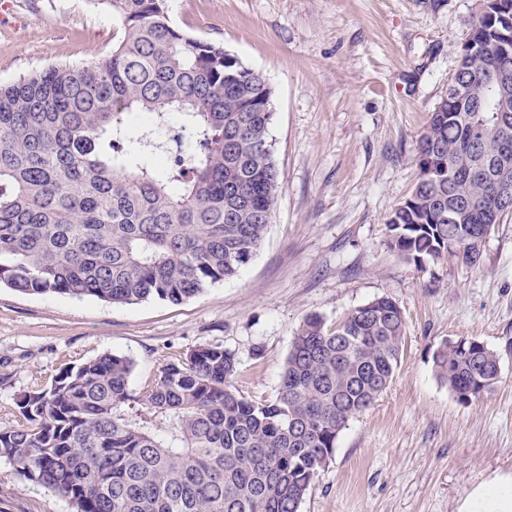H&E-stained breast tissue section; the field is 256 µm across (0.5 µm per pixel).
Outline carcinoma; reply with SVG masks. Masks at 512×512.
Returning <instances> with one entry per match:
<instances>
[{"label": "carcinoma", "mask_w": 512, "mask_h": 512, "mask_svg": "<svg viewBox=\"0 0 512 512\" xmlns=\"http://www.w3.org/2000/svg\"><path fill=\"white\" fill-rule=\"evenodd\" d=\"M98 2L123 31L112 52L0 84V284L180 303L236 276L263 243L279 193L272 89L223 47L174 26L167 0ZM460 80L485 86L489 69ZM498 108L489 89L473 120L452 96L432 112L419 158L436 155L443 179H418L387 224L405 260L473 265L483 227L508 214L492 211L485 180L470 179L459 189L474 211L465 224L448 221V174L471 164L464 143L475 133L496 153L480 125ZM138 113L147 119L134 129ZM404 330L385 297L334 327L309 316L270 402L236 390L232 352L199 346L165 365L145 396L148 412L168 420L165 439L116 415L134 363L104 354L24 394L23 422L0 430V458L75 512H299L339 433L390 383ZM461 341L441 344L433 365L466 404L499 358Z\"/></svg>", "instance_id": "cac0c4a2"}]
</instances>
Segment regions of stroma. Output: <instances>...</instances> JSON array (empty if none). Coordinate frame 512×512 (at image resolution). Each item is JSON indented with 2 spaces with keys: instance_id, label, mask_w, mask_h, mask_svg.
Segmentation results:
<instances>
[{
  "instance_id": "stroma-1",
  "label": "stroma",
  "mask_w": 512,
  "mask_h": 512,
  "mask_svg": "<svg viewBox=\"0 0 512 512\" xmlns=\"http://www.w3.org/2000/svg\"><path fill=\"white\" fill-rule=\"evenodd\" d=\"M0 83L88 63L121 36L90 0H10ZM172 23L222 45L272 88L268 140L280 192L264 242L237 276L181 303L112 304L0 285V427L59 369L110 353L131 359L117 414L158 432L143 404L166 364L221 346L237 390L273 399L304 320L335 325L379 297L405 318L388 388L339 433L300 512H461L491 479L512 478V214L476 266L418 267L388 243L387 221L418 179V142L448 95L480 0H168ZM467 336L500 359V378L459 403L432 354ZM0 512H73L0 459Z\"/></svg>"
}]
</instances>
